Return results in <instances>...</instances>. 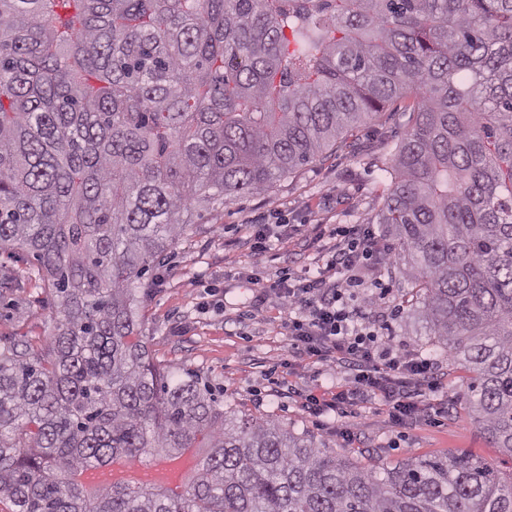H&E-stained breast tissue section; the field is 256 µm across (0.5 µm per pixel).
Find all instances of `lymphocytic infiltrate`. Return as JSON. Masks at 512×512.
Here are the masks:
<instances>
[{
    "label": "lymphocytic infiltrate",
    "instance_id": "f902f5d3",
    "mask_svg": "<svg viewBox=\"0 0 512 512\" xmlns=\"http://www.w3.org/2000/svg\"><path fill=\"white\" fill-rule=\"evenodd\" d=\"M335 236L318 275L292 273L267 287L288 315L294 356L348 374L330 397L309 395L303 408L346 418L374 400L396 426H413L428 416L431 397L444 387L431 359L384 331L380 308L387 288L370 264H388L392 250L368 224L337 225Z\"/></svg>",
    "mask_w": 512,
    "mask_h": 512
}]
</instances>
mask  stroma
Segmentation results:
<instances>
[{
  "label": "stroma",
  "instance_id": "1",
  "mask_svg": "<svg viewBox=\"0 0 512 512\" xmlns=\"http://www.w3.org/2000/svg\"><path fill=\"white\" fill-rule=\"evenodd\" d=\"M399 102L357 132L350 147L333 146L323 158L280 179L261 194H242L199 210L187 234L159 269L163 282L143 302L142 334L155 359L193 369L224 392L225 405L254 417H272L296 434L322 441L336 457L371 468L409 454L471 452L500 461L497 449L476 429L461 399L471 377L463 365L431 350L421 324L392 322L395 336L440 364L448 374L454 404L448 414L403 429L390 423L376 402L356 407L357 445L336 434L334 416L304 412L306 395L335 391L341 371L311 360H289L285 312L275 298H260L257 280L317 268L319 244L333 245L339 224L374 220L389 188L383 170L404 129ZM284 224L285 239L253 250L254 225ZM42 294L30 289L0 296V336H48L54 330Z\"/></svg>",
  "mask_w": 512,
  "mask_h": 512
}]
</instances>
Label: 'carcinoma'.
I'll list each match as a JSON object with an SVG mask.
<instances>
[{"instance_id":"cac0c4a2","label":"carcinoma","mask_w":512,"mask_h":512,"mask_svg":"<svg viewBox=\"0 0 512 512\" xmlns=\"http://www.w3.org/2000/svg\"><path fill=\"white\" fill-rule=\"evenodd\" d=\"M414 97L377 215L431 345L512 460V0H0V289L56 322L0 345L8 512H512L472 453L376 471L156 362L140 298L200 206L264 193ZM196 449L179 490L78 474Z\"/></svg>"}]
</instances>
